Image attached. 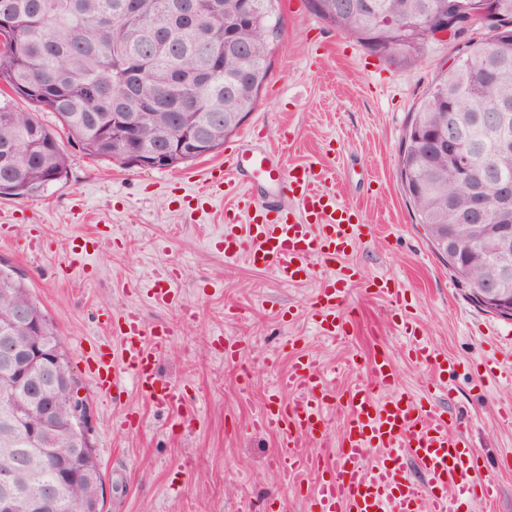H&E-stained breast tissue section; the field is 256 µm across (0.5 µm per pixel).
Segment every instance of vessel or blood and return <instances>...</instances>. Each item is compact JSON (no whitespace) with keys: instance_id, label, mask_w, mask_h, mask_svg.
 <instances>
[{"instance_id":"1","label":"vessel or blood","mask_w":512,"mask_h":512,"mask_svg":"<svg viewBox=\"0 0 512 512\" xmlns=\"http://www.w3.org/2000/svg\"><path fill=\"white\" fill-rule=\"evenodd\" d=\"M233 167L240 180L211 177L198 195L209 200L225 190L236 199L234 209L224 213L216 248L228 262L248 254L253 264L289 284L310 277L313 260L335 265L315 299L312 323L329 340L344 339L354 320L353 313L343 308L353 273L339 260L358 243L366 217L340 200L330 169L280 168L262 152L236 154ZM266 183L286 189L299 212L256 203L251 189ZM195 198L186 197V204H193ZM416 329L415 322L407 319L399 326L407 340V355L447 374V357L420 340ZM167 337L165 328H146L132 313L114 320L112 356L94 361L99 390L105 394L119 390L126 377L155 404L182 417L181 387L163 380L157 371L156 354ZM296 343V337L287 338L285 345L293 350L288 368L279 374L253 424L280 436L277 465L284 481L301 472L318 474V482L306 495L309 512H459L464 500L483 505L494 501L496 484L474 477L481 467L479 450L464 433L449 429L448 415L434 409L432 393L416 402L398 395L395 368L384 354L371 360L368 382L349 393L337 449L304 451L305 441L327 434L325 413L331 396L318 361L295 352ZM371 450L378 456L370 462L366 456ZM407 460L422 468L424 481L404 475L402 465Z\"/></svg>"}]
</instances>
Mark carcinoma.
Here are the masks:
<instances>
[{"label": "carcinoma", "mask_w": 512, "mask_h": 512, "mask_svg": "<svg viewBox=\"0 0 512 512\" xmlns=\"http://www.w3.org/2000/svg\"><path fill=\"white\" fill-rule=\"evenodd\" d=\"M45 0H0V18L22 15L23 34L0 30V85L11 95L0 99V196L29 198L67 173L69 157L52 128L34 109L55 115L74 145L95 157L131 164L143 147L162 148L188 118L200 141L219 150L224 145V117L255 108L269 71L270 45L280 29L278 14L244 18L239 0H57L59 11L44 9ZM335 15H316L338 32L371 48L361 31L354 0H328ZM395 17L427 9L448 13V4L474 0H365ZM233 32L253 58L237 69L224 62V33ZM465 57L455 76L441 75L415 112L409 128L423 131L439 124L448 111V92L459 86L461 104L454 112L460 125L478 128L477 113L512 101V34L466 41ZM25 101L22 109L15 99ZM488 167L512 180V158L492 152L494 135L480 131ZM401 179L419 223H433L456 207H468L466 187L448 159H434L424 140L402 141ZM27 304L36 305L22 276L0 263V338L15 333L7 319ZM47 400L59 403L66 419L70 391L48 387ZM26 405L11 389L0 368V466L25 456V489L35 495L55 481L51 461L72 452L61 439L29 449L22 426L11 421L5 405ZM93 471L81 483L59 490L58 512H80L84 500L102 497L103 472L96 454Z\"/></svg>", "instance_id": "cac0c4a2"}]
</instances>
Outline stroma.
<instances>
[{"label": "stroma", "instance_id": "1", "mask_svg": "<svg viewBox=\"0 0 512 512\" xmlns=\"http://www.w3.org/2000/svg\"><path fill=\"white\" fill-rule=\"evenodd\" d=\"M282 25L271 47L269 76L255 109L219 151L176 168L143 169L69 147L61 180L28 199H0V261L25 275L32 296L56 322L70 367L93 417L91 442L104 472V512H308L300 487L285 486L276 466L279 438L258 432L252 419L266 392L288 366L284 337L297 336L334 393L328 445L346 420L349 390L366 381L374 354L386 352L399 393L417 398L434 390L435 404L459 425L486 459L483 479L500 496L490 510L462 504L460 512H512V424L498 415L512 401V378L488 380L512 354V321L476 306L416 224L400 177L399 155L412 112L451 62L456 41H430L414 62L378 58L339 34L305 0H279ZM265 129L263 140L252 139ZM264 151L284 166L334 168L343 202L366 216L370 229L340 265L358 283L346 294L355 325L343 341L319 336L310 316L330 269L315 264L305 281L286 284L247 255L225 261L209 245L233 197L204 208L182 204L184 190L201 189L211 169L229 168L235 151ZM98 233L89 265L70 264L75 246ZM180 275L174 301L161 306L148 289L171 268ZM393 279L403 303L390 305L366 281ZM135 310L146 327L167 326L171 339L158 358L161 374L186 387L184 424L148 396L123 383L97 390L85 362L112 350V320ZM412 317L452 369L438 376L405 355L397 331ZM241 348L224 358L225 340ZM135 410L141 428L116 431L112 420Z\"/></svg>", "mask_w": 512, "mask_h": 512}]
</instances>
